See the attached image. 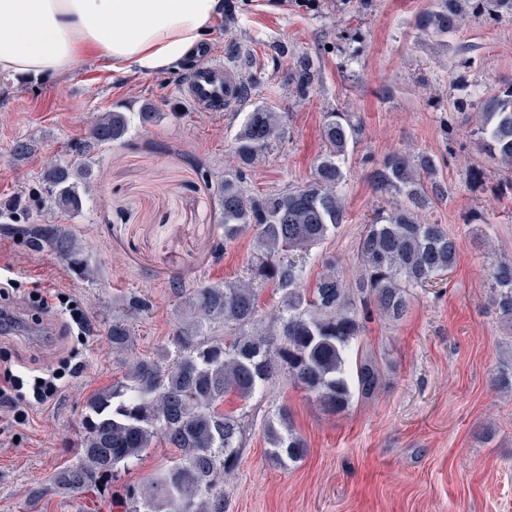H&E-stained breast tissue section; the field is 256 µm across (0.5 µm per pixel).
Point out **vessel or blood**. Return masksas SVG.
<instances>
[{"label": "vessel or blood", "instance_id": "vessel-or-blood-1", "mask_svg": "<svg viewBox=\"0 0 512 512\" xmlns=\"http://www.w3.org/2000/svg\"><path fill=\"white\" fill-rule=\"evenodd\" d=\"M185 93L201 111L225 112L238 102V78L222 62L208 57L188 76Z\"/></svg>", "mask_w": 512, "mask_h": 512}]
</instances>
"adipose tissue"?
Here are the masks:
<instances>
[{
	"mask_svg": "<svg viewBox=\"0 0 512 512\" xmlns=\"http://www.w3.org/2000/svg\"><path fill=\"white\" fill-rule=\"evenodd\" d=\"M220 0H0V74L61 76L87 58L113 73L178 72Z\"/></svg>",
	"mask_w": 512,
	"mask_h": 512,
	"instance_id": "adipose-tissue-1",
	"label": "adipose tissue"
}]
</instances>
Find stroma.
Listing matches in <instances>:
<instances>
[{"label": "stroma", "instance_id": "stroma-1", "mask_svg": "<svg viewBox=\"0 0 512 512\" xmlns=\"http://www.w3.org/2000/svg\"><path fill=\"white\" fill-rule=\"evenodd\" d=\"M338 3L319 0L307 9L292 0H250L232 29L220 15L210 26L206 48L220 57L226 41L251 46L265 72L263 86L238 112L267 103L289 114L282 144L255 165L252 187L284 190L310 180L324 149L325 113L347 112L360 124L345 160L349 218L312 249L304 287L315 285L326 258L336 259L345 278L357 275L364 221L392 200L373 190L368 174L373 161L393 151L438 158L447 192L422 219L444 225L461 251L437 286L413 290L402 322L368 320L364 344L385 354L384 385L372 401L332 415L282 380L248 404L225 400V410L246 408L247 418L245 450L224 486V512H512V391L492 383L512 360V330L491 302L486 277L491 262L512 259V184L470 136L462 112L485 91L512 82V17L487 24L466 16L443 46L414 27L416 14L435 0H373L359 15ZM355 26L362 40L351 45L347 62L331 47ZM272 41L287 43L288 56L265 54ZM304 53L321 78L300 102L283 76ZM146 98L155 99L160 121L133 125L123 142L99 152L103 183L70 221L94 279H79L53 252L0 232V266H10L14 281L11 306L30 326L26 334L0 335V369L63 364L74 353L83 362L26 420L0 416V512H125L121 484L146 482L174 451L156 442L98 493L58 483L57 474L76 459L86 402L133 357L168 344L178 315L174 276L189 284L233 280L253 251L246 233L223 255L213 253L224 236L220 201L198 176L203 168L220 175L233 168L236 114L197 111L175 74L116 80L90 59L40 81L0 76V201L34 184L45 156L67 157L101 112L116 103L135 110ZM21 138L33 140L36 151L16 162L11 148ZM45 287L87 309L92 336L63 335L60 319H46L33 303ZM133 293L152 306L133 322L132 351L116 354L107 331ZM283 405L308 444L303 459L285 469L268 461L264 435L266 415Z\"/></svg>", "mask_w": 512, "mask_h": 512}]
</instances>
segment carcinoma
Returning a JSON list of instances; mask_svg holds the SVG:
<instances>
[{"mask_svg": "<svg viewBox=\"0 0 512 512\" xmlns=\"http://www.w3.org/2000/svg\"><path fill=\"white\" fill-rule=\"evenodd\" d=\"M467 2L475 17L512 15V0ZM461 17V0H439L414 25L424 35L443 39L458 29ZM319 77L313 60L303 54L284 81L294 97L304 100ZM238 80L242 101L262 77L249 73ZM477 106L471 135L512 174V83ZM160 116L148 99L135 113L117 104L101 114L87 139L70 149L76 161L49 160L35 185L0 209L3 229L31 249H50L76 275L94 277L81 240L68 225L35 214L49 208L79 216L87 189L99 181L90 154L124 140L132 119L146 126ZM287 118L288 113L266 103L241 113L234 138L237 168L218 178L201 173L204 182H216L221 199L224 238L214 245L215 254L247 231L254 233V253L233 282L187 288L179 278L172 281L180 310L170 344L137 359L110 388L88 399L77 461L61 476L70 488L108 483L161 439L176 450V459L144 484L125 486L127 512H224V482L238 465L246 439V415L224 410V400L234 396L247 402L278 376L331 414L372 399L383 382L384 355L363 349L369 311L402 320L410 289L431 286L456 266L459 241L443 225L418 219L433 198L446 192L437 180L436 159L426 152H391L373 164L370 179L376 190L399 201L379 208L364 226L356 251L358 276L346 282L330 260L314 287H302L310 250L347 218L342 163L357 142L359 126L347 112L325 113L328 151L312 178L282 191L253 193L247 189L249 172L281 143ZM487 278L493 304L512 325V260L490 265ZM269 284L279 300L267 308L259 298ZM149 307L142 295L126 299V313L112 318L108 329L113 351L132 350V320ZM264 433L275 464L285 467L306 454L307 444L286 407L266 418Z\"/></svg>", "mask_w": 512, "mask_h": 512, "instance_id": "obj_1", "label": "carcinoma"}]
</instances>
